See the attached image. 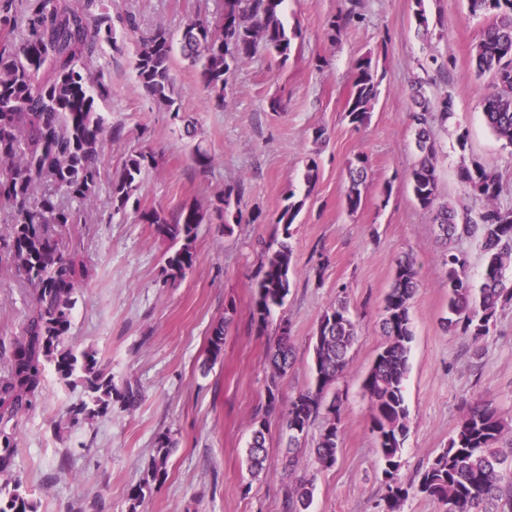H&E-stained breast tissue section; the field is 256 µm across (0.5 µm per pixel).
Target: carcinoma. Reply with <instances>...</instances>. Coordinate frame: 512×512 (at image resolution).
Here are the masks:
<instances>
[{
  "label": "carcinoma",
  "instance_id": "cac0c4a2",
  "mask_svg": "<svg viewBox=\"0 0 512 512\" xmlns=\"http://www.w3.org/2000/svg\"><path fill=\"white\" fill-rule=\"evenodd\" d=\"M286 0H224L220 25L197 16L188 20L179 39L163 27L136 41L134 68L144 92L183 122L190 138L197 136L195 123L179 116L173 78L174 44L182 57L200 65L204 88L220 101L229 76L241 64L265 49L288 60L294 36L283 21ZM472 16L489 18L471 52L478 77L491 78L480 99L486 125L497 139L512 146V0H468ZM116 46L112 14L106 0H0V207L11 210V223L0 230V273L6 272L33 289L22 335L11 344L7 370L0 375V476L5 477L7 497L0 498V512H34L22 495L21 482L12 473L23 418L36 406L45 382L46 366H54L67 385L81 384L89 401L69 410L75 421L90 420L112 410V403L132 408L141 398L140 385L127 380L117 388L102 359L94 350L76 353L64 347L77 290L87 284L91 271L83 257L62 246V236H72L87 223L88 206L96 196L100 170L98 159L109 140L121 129L106 125L96 102L111 96V86L99 65L103 46ZM351 83L345 118L358 129L373 110L380 80L369 55L352 61ZM418 160L407 182L417 204L433 214L438 236L446 245L442 265L448 287L446 331L477 341L487 335L498 307L512 300V207L498 203L495 172L474 161L461 172L463 183L483 197L485 208L477 218L459 223L462 212L451 203L439 202L437 149L432 134L436 121L448 123L454 115L452 95L444 91L432 98L422 86L411 88ZM192 157L200 169H208L214 156L202 141ZM158 163L154 152L140 149L126 158L112 181V206L127 208L141 189L143 174ZM347 208L362 205L361 186L368 176V158L359 154L350 162ZM244 185L229 184L215 196L212 209L231 231V199L242 200ZM303 202H290L277 214L283 238L265 248L258 296L252 320L268 324L272 312L287 298L295 272L290 228ZM206 212L185 205L172 216L157 209L141 210L138 220L152 224L171 244L163 270L171 280L182 278L197 262L195 241ZM479 234L483 257L481 283L476 287L465 272L467 260L453 243ZM420 271L414 257L397 260L391 288L384 298L381 332L385 337L364 380L371 404V431L378 443L380 462L387 476L385 512H400L409 490L446 506V512H512V481L504 482L502 466L512 458L497 444L512 432L497 409L476 403L462 415L448 447L441 449L407 486L397 481V471L408 432L404 380L408 370L413 330L410 301L420 287ZM228 319L218 320L209 338L208 368L224 351ZM358 340L357 324L346 300L327 308L319 321L312 353L314 386L288 402L279 393L281 377L294 362L289 334L280 335L269 354L270 376L263 416L251 422L248 468L258 474L266 458V419L282 418L288 430V447L299 448L318 416L324 426L315 448V471L296 474L297 459L288 456L284 469L292 480L284 486L285 512H306L313 494L316 472L336 463L341 438L343 399L336 389L346 372ZM152 461L153 478L166 474L173 442L158 436Z\"/></svg>",
  "mask_w": 512,
  "mask_h": 512
}]
</instances>
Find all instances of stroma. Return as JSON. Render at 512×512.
Wrapping results in <instances>:
<instances>
[{"mask_svg": "<svg viewBox=\"0 0 512 512\" xmlns=\"http://www.w3.org/2000/svg\"><path fill=\"white\" fill-rule=\"evenodd\" d=\"M436 18L429 36L418 33L414 0H361V21L331 40L328 20L349 0H286L285 21L296 38L288 61L261 50L229 78L223 103L204 89L199 72L175 57L173 75L181 111L194 119L197 139L215 158L200 170L192 160L194 140L180 122L139 87L134 70L137 38L157 27L179 32L191 17L211 23L222 0H112L113 16H134L136 37L116 27L117 48H105L100 64L112 94L98 109L107 124L123 129L99 157L100 182L91 222L76 243L93 269L76 294L64 339L75 351L94 350L115 384L137 379L139 404L113 406L91 422L73 423L69 409L81 402L82 386L61 384L47 371L42 397L21 425L13 474L36 512H284L285 438L280 417L267 420V472L252 479L247 466L250 421L267 401V353L287 320L296 360L280 381L289 398L312 382V344L318 322L337 295H345L358 326L352 361L338 388L343 395L342 435L332 468L319 471L309 512H382L386 479L370 431V403L363 379L383 342V298L396 259L418 261L422 286L410 304L414 332L404 381L409 433L398 478H416L476 401L512 420V301L499 306L480 340L444 331L448 290L441 266L443 247L431 212L415 203L406 175L416 161L409 87L427 80L429 95L449 91L455 113L437 128L440 198L478 213L484 201L468 190L461 170L489 164L500 185L499 201L512 205V148L485 126L471 51L485 25L470 17L467 0H424ZM372 55L381 77L369 122L356 129L344 117L351 63ZM448 62L445 73L423 71L429 57ZM283 111L270 108L272 99ZM467 133L459 148V133ZM156 153L159 163L143 176L140 207L175 214L186 204L209 205L225 184L240 182L242 221L225 233L217 218L201 224L197 263L184 278L162 274L170 244L134 209L112 207L111 184L135 149ZM369 158L364 202L345 208L347 163ZM316 157L315 186L304 179ZM392 182L389 202L379 190ZM304 206L292 226L295 274L290 293L271 325L251 319L264 262L265 243L281 238L274 222L288 196ZM327 265H320V256ZM32 291L0 276V342L21 335ZM232 314L224 354L203 370L214 323ZM175 442L164 478L151 480L156 439ZM143 488L137 510L129 495Z\"/></svg>", "mask_w": 512, "mask_h": 512, "instance_id": "obj_1", "label": "stroma"}]
</instances>
